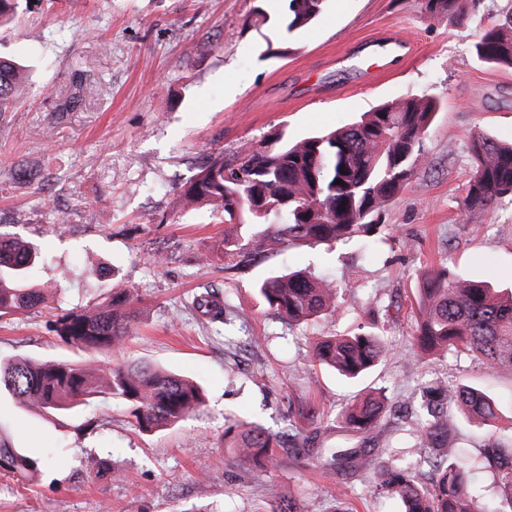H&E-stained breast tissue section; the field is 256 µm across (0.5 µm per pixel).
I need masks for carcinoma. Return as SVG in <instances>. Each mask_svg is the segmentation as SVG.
Returning a JSON list of instances; mask_svg holds the SVG:
<instances>
[{
	"instance_id": "1",
	"label": "carcinoma",
	"mask_w": 512,
	"mask_h": 512,
	"mask_svg": "<svg viewBox=\"0 0 512 512\" xmlns=\"http://www.w3.org/2000/svg\"><path fill=\"white\" fill-rule=\"evenodd\" d=\"M287 2L286 31L291 35L315 20L325 0ZM416 2L425 15L462 19L476 0ZM475 53L481 62L512 69V15L479 34ZM82 92L83 79L77 74L58 111H72ZM25 94L22 70L0 61V113L12 109ZM438 108L433 98L384 103L351 123L297 141L278 137L227 160L218 155L186 183L180 205H208L229 222L224 255L230 260L253 246L337 242L374 233L381 229L389 204L422 163V139ZM470 150L474 171L464 200L466 216L475 210H493L503 198L512 197V143L478 134L471 137ZM338 179L341 184H334ZM282 217L285 222L277 223ZM41 261L33 245L0 234L1 318L23 315L43 304L40 289L28 282L30 271ZM257 289L264 305L293 322L336 314L338 284L312 273H272ZM413 297L416 325L409 353L416 365L424 366L429 355L441 351L471 355L489 370L512 374V293L502 295L484 281L458 277L441 263L421 268ZM132 303L127 289L112 288L101 305L57 316V336L78 350L115 349L135 318ZM192 304L208 321H224V298L214 285L201 286ZM387 352L381 329L374 323L369 331L360 328L319 339L313 346V361L355 378L376 366ZM2 392L48 419L74 414L101 395H110L128 406L132 425L145 433L180 422L203 403L202 389L195 382L147 364L115 365L101 385L73 362H0ZM448 397L469 416L489 424L497 419L493 399L475 387L450 385ZM426 413L417 435L419 458L413 464L386 448L379 455L360 447L323 448L313 429L294 451L321 461L335 475L378 469L380 480L372 494L400 498L405 512H501L472 495L469 477L491 468L503 485L512 488V448L493 436L478 458H452L444 451L453 430L448 414L431 400ZM383 417L380 399L366 396L346 410L344 422L350 431L368 435ZM278 446L277 436L246 424L236 451L251 461L260 453L271 460ZM422 465L435 475L426 488L417 485L416 470ZM40 470V460L0 441V473L29 483Z\"/></svg>"
}]
</instances>
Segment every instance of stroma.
<instances>
[{
  "label": "stroma",
  "mask_w": 512,
  "mask_h": 512,
  "mask_svg": "<svg viewBox=\"0 0 512 512\" xmlns=\"http://www.w3.org/2000/svg\"><path fill=\"white\" fill-rule=\"evenodd\" d=\"M258 9L268 16L261 26ZM286 12V0H19L0 28V57L24 66L28 86L0 114V232L47 257L32 280L43 305L0 318V360H69L102 375L118 360L142 362L206 392L187 419L152 433L135 429L112 399L52 421L0 396V440L43 461L33 485L0 475V512H267L273 491L306 512H332L335 476L285 448L270 465L239 460L236 422L283 437L314 426L325 447H347L357 439L341 411L380 394L402 415L386 417L373 444L411 454L434 380L482 389L498 408L491 429L449 403L453 457L476 455L492 432L512 435V376L445 354L420 368L407 360L421 266L443 262L460 277L512 289V198L462 214L472 135L512 141V69L473 50L480 31L512 13V0H479L460 25L423 16L415 0H326L292 36ZM76 72L84 100L59 111ZM423 95L440 102L422 142L425 162L368 243L262 248L235 267L210 207H179V188L207 156L279 134L296 140ZM287 268L339 283L335 317L291 325L259 303L256 282ZM203 283L220 288L232 325L193 309ZM112 288L135 297L122 347L65 345L55 313L96 305ZM372 297L389 308V354L359 380L315 366L314 341L367 324ZM107 463L122 480L99 477ZM377 480L374 470L349 478L352 507L404 512L400 499L372 495Z\"/></svg>",
  "instance_id": "obj_1"
}]
</instances>
